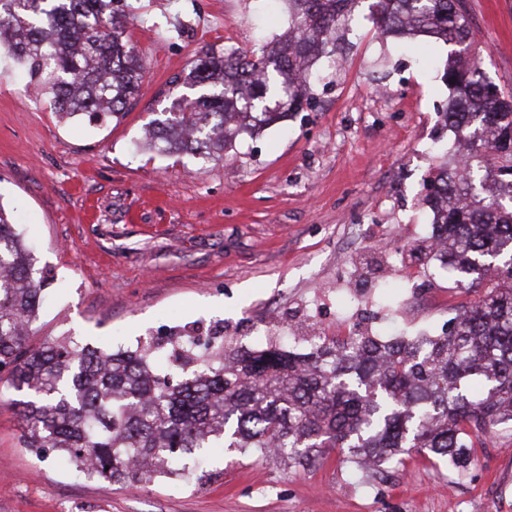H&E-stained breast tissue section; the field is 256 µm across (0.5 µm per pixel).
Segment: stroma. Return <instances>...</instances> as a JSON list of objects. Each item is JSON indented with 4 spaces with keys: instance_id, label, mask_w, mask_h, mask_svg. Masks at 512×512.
<instances>
[{
    "instance_id": "obj_1",
    "label": "stroma",
    "mask_w": 512,
    "mask_h": 512,
    "mask_svg": "<svg viewBox=\"0 0 512 512\" xmlns=\"http://www.w3.org/2000/svg\"><path fill=\"white\" fill-rule=\"evenodd\" d=\"M127 2L147 17L129 29L147 70L120 123L61 124L24 93L25 73L0 75V203L51 280L32 344L130 346L189 326L237 347L273 305L437 335L473 301L414 255L431 224L422 182L454 143L446 47L424 60L361 13L344 73L315 87L311 109L202 165L136 143L198 52L284 33V0ZM466 4L485 71L512 92V0ZM15 398L0 386V512H512L511 432L463 477L415 454L360 473L336 448L306 467L219 448L197 478L136 491L24 448Z\"/></svg>"
}]
</instances>
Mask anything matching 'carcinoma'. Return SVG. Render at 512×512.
I'll use <instances>...</instances> for the list:
<instances>
[{"label":"carcinoma","mask_w":512,"mask_h":512,"mask_svg":"<svg viewBox=\"0 0 512 512\" xmlns=\"http://www.w3.org/2000/svg\"><path fill=\"white\" fill-rule=\"evenodd\" d=\"M284 2L276 41L202 51L144 146L206 163L311 107L342 55L337 33L365 4L378 37L448 47L442 119L467 151L431 169L421 193L445 245L433 259L475 300L425 343L320 336L304 354L183 334L167 353L151 337L113 350L62 335L34 347L47 276L0 204V381L26 395L22 441L40 458L137 490L189 477L214 448L301 466L340 448L355 471L416 453L462 477L487 435L512 431V96L475 55L465 0ZM112 4L0 0V50L61 120L118 122L136 100L145 65L128 29L143 18Z\"/></svg>","instance_id":"obj_1"}]
</instances>
